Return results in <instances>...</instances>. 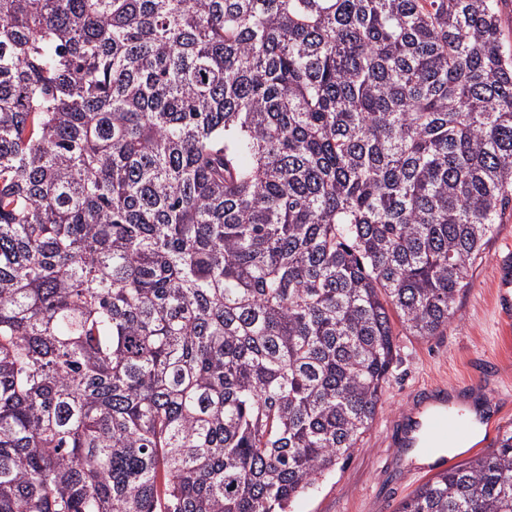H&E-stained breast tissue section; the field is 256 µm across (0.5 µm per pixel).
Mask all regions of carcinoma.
<instances>
[{"label":"carcinoma","mask_w":512,"mask_h":512,"mask_svg":"<svg viewBox=\"0 0 512 512\" xmlns=\"http://www.w3.org/2000/svg\"><path fill=\"white\" fill-rule=\"evenodd\" d=\"M510 205L499 0H0V512H287Z\"/></svg>","instance_id":"1"}]
</instances>
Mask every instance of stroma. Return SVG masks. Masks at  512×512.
Segmentation results:
<instances>
[{"instance_id": "1", "label": "stroma", "mask_w": 512, "mask_h": 512, "mask_svg": "<svg viewBox=\"0 0 512 512\" xmlns=\"http://www.w3.org/2000/svg\"><path fill=\"white\" fill-rule=\"evenodd\" d=\"M512 254V206L508 207L481 260L473 266L457 312L441 335L428 339L400 336L381 407L359 448L309 492L290 512H397L401 502L424 483L417 466L391 446V428L413 405L416 388L455 386L496 370L499 391L489 393L492 429L512 427V320L502 319L495 300L500 258Z\"/></svg>"}]
</instances>
